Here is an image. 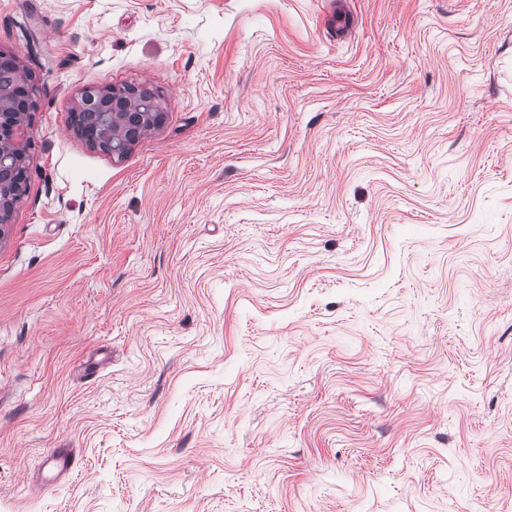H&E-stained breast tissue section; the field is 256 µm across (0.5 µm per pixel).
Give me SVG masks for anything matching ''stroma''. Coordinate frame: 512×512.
Instances as JSON below:
<instances>
[{
    "instance_id": "obj_1",
    "label": "stroma",
    "mask_w": 512,
    "mask_h": 512,
    "mask_svg": "<svg viewBox=\"0 0 512 512\" xmlns=\"http://www.w3.org/2000/svg\"><path fill=\"white\" fill-rule=\"evenodd\" d=\"M333 2L0 0V512H512V0ZM13 67L15 81L0 82V224L7 223L27 187V156L31 141L25 135L27 117L36 108L32 85L16 76V59L0 52V71ZM20 172L17 179L16 174ZM84 111H92L83 116L87 126H99L103 121L99 112L103 113L105 121L101 130L91 129L87 137L95 148H102L118 158L130 148L133 137L158 127L162 121L161 108L155 96L133 95L124 87L84 89L75 107V115ZM43 468L49 474L47 482L54 483L79 469L76 453L68 448H60L44 458Z\"/></svg>"
}]
</instances>
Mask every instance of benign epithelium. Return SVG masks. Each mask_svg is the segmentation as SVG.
<instances>
[{
	"instance_id": "7a95c632",
	"label": "benign epithelium",
	"mask_w": 512,
	"mask_h": 512,
	"mask_svg": "<svg viewBox=\"0 0 512 512\" xmlns=\"http://www.w3.org/2000/svg\"><path fill=\"white\" fill-rule=\"evenodd\" d=\"M36 108L33 87L19 77L0 83V224L6 223L27 187V156L31 141L25 135L28 114ZM101 112L102 128L87 132L89 142L112 156L121 157L134 137L159 126L162 112L156 97L137 96L122 87L86 88L75 112Z\"/></svg>"
}]
</instances>
